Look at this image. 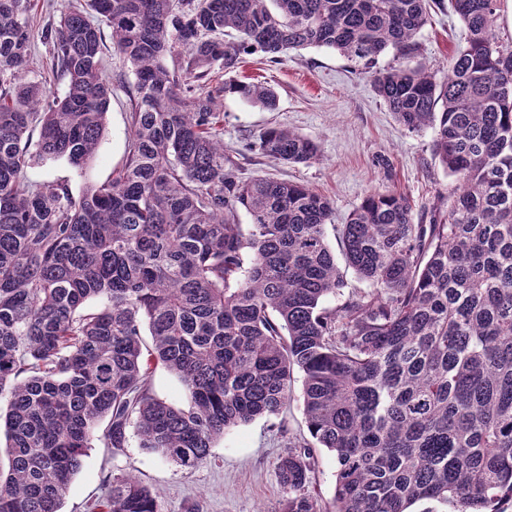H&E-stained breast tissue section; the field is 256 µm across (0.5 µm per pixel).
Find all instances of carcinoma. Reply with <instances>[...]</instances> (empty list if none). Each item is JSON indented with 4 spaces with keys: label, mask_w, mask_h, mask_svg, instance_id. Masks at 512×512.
Listing matches in <instances>:
<instances>
[{
    "label": "carcinoma",
    "mask_w": 512,
    "mask_h": 512,
    "mask_svg": "<svg viewBox=\"0 0 512 512\" xmlns=\"http://www.w3.org/2000/svg\"><path fill=\"white\" fill-rule=\"evenodd\" d=\"M500 3L448 0L467 38L439 78L408 61L442 0H85L41 32L64 80L52 96L27 78L31 0H0V512H61L88 449L124 447L131 427L140 447L193 468L225 432L279 414L296 369L310 436L336 456V512L512 502V47L493 36ZM93 14L132 65L131 138L123 167L76 196L26 171L48 158L81 169L101 142L112 88ZM305 48L370 74L404 129L433 130L452 178L428 224L385 190L333 227L367 284L334 309L323 303L347 282L327 240L333 203L300 183L244 181L224 157L221 97L272 110L275 91L213 82L244 54L276 63ZM388 51L406 64L377 67ZM254 148L284 164L317 157L286 128ZM157 365L189 408L152 395ZM313 466L292 442L277 465L281 512H321ZM94 509L160 512L132 478L112 479Z\"/></svg>",
    "instance_id": "carcinoma-1"
}]
</instances>
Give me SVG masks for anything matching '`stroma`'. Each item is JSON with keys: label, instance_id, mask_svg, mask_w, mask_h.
<instances>
[{"label": "stroma", "instance_id": "35a3bbf8", "mask_svg": "<svg viewBox=\"0 0 512 512\" xmlns=\"http://www.w3.org/2000/svg\"><path fill=\"white\" fill-rule=\"evenodd\" d=\"M79 0H32L28 77L47 90L62 93L63 84L47 67L41 31L58 21ZM466 42V30L447 8L433 11L417 38L415 59L443 75L448 59ZM103 71L112 85L106 128L95 157L83 169L65 159L31 165L32 181L68 180L73 193L111 178L124 164L129 141V62L113 49L103 53ZM235 80L271 87L278 106L269 111L237 95L223 97L224 154L243 178L270 176L306 185L328 197L333 224L346 223L363 198L375 190L408 196L415 218H427L438 195L448 192L449 177L433 152V133L405 130L375 94L371 78L337 52L309 48L269 62L263 53L242 57ZM270 127L292 129L314 141L319 150L308 164H281L254 151ZM303 375L294 372L291 397L279 415L256 418L215 441L206 460L187 469L140 448L129 434L125 448H90L73 478L62 512H89L108 493L106 477H136L157 491L162 512H280L284 491L277 464L290 441L309 439L303 413Z\"/></svg>", "mask_w": 512, "mask_h": 512}]
</instances>
